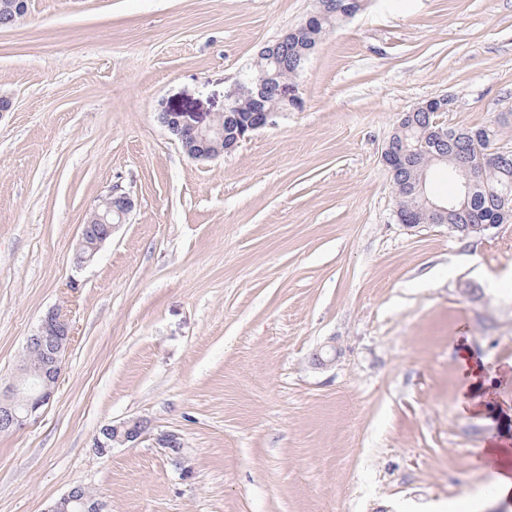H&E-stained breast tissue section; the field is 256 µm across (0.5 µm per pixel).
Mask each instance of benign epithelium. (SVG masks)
Returning <instances> with one entry per match:
<instances>
[{"mask_svg": "<svg viewBox=\"0 0 512 512\" xmlns=\"http://www.w3.org/2000/svg\"><path fill=\"white\" fill-rule=\"evenodd\" d=\"M27 13L26 0H0V25L13 26ZM289 32H284L275 43L265 45L258 57L266 62L276 61V49L288 43ZM271 87L265 78L258 77L249 83L238 82L226 95L224 125L215 121L198 125L186 119L183 112H174L164 107L159 112L162 124L180 141L187 156L193 160H209L235 151L251 133L272 123L274 111L265 107ZM248 95L254 102V111L244 115L235 111V103L242 95ZM448 126L436 119L427 128L424 139L433 144L448 142ZM411 150L396 142L390 136L382 148L381 158L392 174H397L407 165ZM512 160V148L497 144L487 145L484 152L470 156L462 162L460 170L465 176L464 186L469 189L477 184V177L489 165L504 164ZM424 190L423 181L417 179L397 180V193L414 197ZM104 207H95L80 226L75 247L74 266L80 270L96 259L102 245L115 229L125 223L134 208L130 194L111 191L103 201ZM459 211L450 199L433 198L428 206L410 214L398 216L407 227L416 223L448 224V231L460 232L467 237L470 231L482 235L500 224H507L512 217L501 212L491 224L454 225L450 223ZM74 330L71 322L59 310L50 309L41 318L40 324L26 337V350L38 349L40 356L35 360L21 362L12 381L0 388V433L23 430L40 418V410L53 397L63 371L65 356L72 344ZM336 359L335 344L324 345L310 356V363L318 369L326 368ZM103 437L95 440L94 448L102 457L112 454L119 446L133 447L142 442H151L160 449L168 463L183 477L192 474L189 465L188 448L183 436L173 431L158 430L145 417H132L119 423L105 425ZM78 508L80 512H104V503L88 498L77 486L52 502L45 512H69Z\"/></svg>", "mask_w": 512, "mask_h": 512, "instance_id": "7a95c632", "label": "benign epithelium"}]
</instances>
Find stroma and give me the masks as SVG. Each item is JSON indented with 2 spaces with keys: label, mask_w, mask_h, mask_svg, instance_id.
<instances>
[{
  "label": "stroma",
  "mask_w": 512,
  "mask_h": 512,
  "mask_svg": "<svg viewBox=\"0 0 512 512\" xmlns=\"http://www.w3.org/2000/svg\"><path fill=\"white\" fill-rule=\"evenodd\" d=\"M313 7L28 0L0 29V383L49 309L75 330L42 417L0 435V512L77 484L107 512H512L486 453L512 418L458 409L465 348L512 404V223L406 227L381 159L432 96L453 127L512 114V0H367L291 79L296 105L189 159L161 106L208 123ZM114 188L135 208L75 270ZM136 416L183 435L191 479L146 442L95 453Z\"/></svg>",
  "instance_id": "stroma-1"
}]
</instances>
